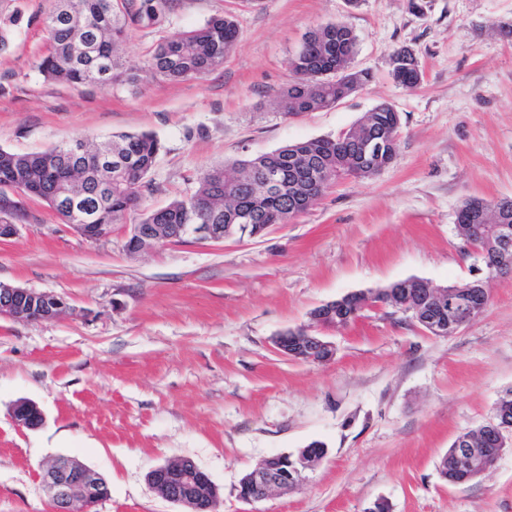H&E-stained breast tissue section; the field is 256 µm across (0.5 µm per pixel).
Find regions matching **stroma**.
I'll use <instances>...</instances> for the list:
<instances>
[{"instance_id":"obj_1","label":"stroma","mask_w":512,"mask_h":512,"mask_svg":"<svg viewBox=\"0 0 512 512\" xmlns=\"http://www.w3.org/2000/svg\"><path fill=\"white\" fill-rule=\"evenodd\" d=\"M48 6L0 0V14L19 15L0 52V147L34 153L147 132L162 149L154 192L107 236L87 240L24 196V220L0 241L1 283L69 305L53 321L0 317V512H52L42 474L61 455L107 480L97 512H180L147 474L182 457L217 486L218 512H368L378 501L389 512H512V447L463 484L439 470L512 389V272L492 281L483 314L447 337L378 306L325 330L330 363L291 359L274 343L350 293L477 278L456 216L472 197L512 198V0H178L123 45L138 85L109 88L39 73ZM224 13L237 40L219 68L178 81L143 70L158 42ZM332 22L353 29L352 67L371 81L334 107L283 114L273 100L293 79V55ZM402 48L423 69L411 90L391 75ZM382 102L400 115L401 151L379 174L335 181L260 237L127 252L141 212L191 193L201 171L338 136ZM23 398L43 411L41 427L14 424ZM314 441L325 453L296 489L239 498L263 460Z\"/></svg>"}]
</instances>
